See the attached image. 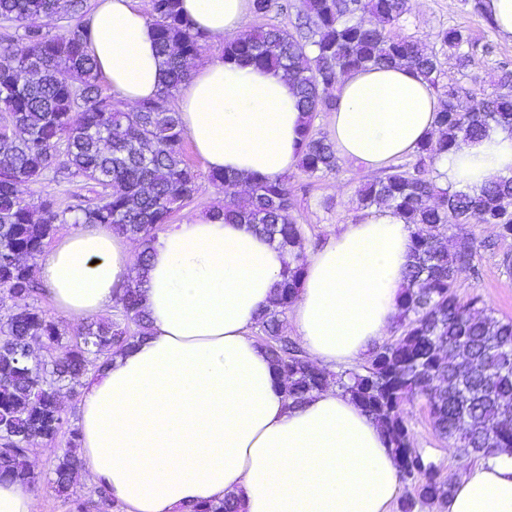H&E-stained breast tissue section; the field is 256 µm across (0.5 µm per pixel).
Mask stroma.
Segmentation results:
<instances>
[{
	"instance_id": "obj_1",
	"label": "stroma",
	"mask_w": 512,
	"mask_h": 512,
	"mask_svg": "<svg viewBox=\"0 0 512 512\" xmlns=\"http://www.w3.org/2000/svg\"><path fill=\"white\" fill-rule=\"evenodd\" d=\"M475 3L476 0H408L407 20L400 29L402 35L417 39L430 48L434 47V35L439 30L458 28L469 34L474 49L466 69H458L451 52L441 51L439 60L444 73L456 76L463 87L473 91L489 88V76L497 68L512 69V41L500 37L486 12L476 9ZM183 154L197 176V191L176 212L173 221L177 224L207 216L209 211L223 206L226 200L221 187L212 182L210 171L191 140H184ZM371 178V173L364 167L345 159L340 160L333 174L311 176L299 167L288 173V184L295 200L293 215L304 229V252L323 247L341 225L357 222L363 217L364 212L356 203V191L361 183ZM96 196L95 187L82 178H64L52 169L24 193L27 203L35 204L48 197L61 211ZM456 231L484 244L472 267L457 277L458 297L464 299L473 291H480L497 317L512 318V268H504L501 263L503 254H512V239H497L494 228L485 224H464L457 226ZM403 412L415 448L437 466L441 480L455 477L467 456L453 442L436 434L425 401L408 400L403 404ZM66 441V435L62 434L55 441H42L33 446L30 461L35 472L43 478L41 488L35 494L36 512L70 510L68 503L45 481L56 453Z\"/></svg>"
}]
</instances>
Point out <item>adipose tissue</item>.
Segmentation results:
<instances>
[{
  "instance_id": "ef3b65f1",
  "label": "adipose tissue",
  "mask_w": 512,
  "mask_h": 512,
  "mask_svg": "<svg viewBox=\"0 0 512 512\" xmlns=\"http://www.w3.org/2000/svg\"><path fill=\"white\" fill-rule=\"evenodd\" d=\"M251 0H182L190 23L236 38ZM90 48L129 102L166 82L155 32L136 0H96ZM440 103L401 66L344 76L330 138L338 155L379 170L437 135ZM180 112L214 172L275 180L300 159L305 115L272 71L213 60L181 87ZM443 182L479 189L512 175V135L491 131L440 161ZM288 253L244 224L208 217L158 234L145 269L110 226L80 227L38 262L62 315L83 322L111 310L117 290L139 285L149 332L83 379L82 471L124 512H193L226 494L244 512H390L400 475L375 420L330 386L290 407L264 348L251 336L271 305ZM412 261L408 224L391 207L344 225L311 255L288 309L311 361L336 369L367 355L398 315ZM445 512H512V449L466 467Z\"/></svg>"
}]
</instances>
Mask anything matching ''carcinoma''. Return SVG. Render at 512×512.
I'll list each match as a JSON object with an SVG mask.
<instances>
[{
    "instance_id": "1",
    "label": "carcinoma",
    "mask_w": 512,
    "mask_h": 512,
    "mask_svg": "<svg viewBox=\"0 0 512 512\" xmlns=\"http://www.w3.org/2000/svg\"><path fill=\"white\" fill-rule=\"evenodd\" d=\"M180 2L152 0L151 22L167 81L155 98L124 110L102 94L101 71L88 47L86 0H0L4 21L67 22L55 35L39 26L26 29L18 43L7 47L10 62L0 63V112L14 129L0 140V287L14 300L0 326V481L38 489L30 445L56 439L68 424L56 384L81 380L103 366L112 349L147 330L139 289L129 286L117 298L123 321L85 322L68 331L34 306L42 288L33 268L56 225L64 223L108 224L112 232L139 241L137 266L142 268L158 232L195 195L196 174L183 157L180 113L169 99L190 77L188 60L199 55L203 33L184 20ZM406 12L407 0H301L298 16L315 23L312 36L254 28L225 42L224 58L280 72L291 83L306 114L300 154L311 175L338 167L330 138L314 134L312 121L315 113L332 110L329 90L343 75L399 65L442 89L439 138L417 147L412 167L392 166L357 191L362 207H393L411 227L413 262L398 305L400 335L375 346L361 369L336 376L342 393L387 433L400 479L414 483V493L400 501V512H419L447 498L451 487L413 447L404 401L425 398L435 431L467 455L486 459L500 448H512L507 417L512 412V319L488 312L477 291L459 299L457 274L472 265L479 245L451 232L454 224L475 222L512 239V176L464 191L439 187L425 166L493 130L512 134V71L496 75L494 91L472 92L460 100L458 81L444 76L437 53L393 32ZM364 14L375 22L365 23ZM436 41L457 54L461 64L469 62L464 52L469 41L460 30L443 29ZM66 71L78 74L79 85L63 77ZM60 156L63 168L101 188L98 202L72 206L66 213L48 198L36 210L25 202L24 189ZM211 179L228 196L224 207L210 212L214 219L246 224L288 251L275 301L259 314L256 339L281 378L288 404L299 406L328 386L330 374L283 332L281 315L296 298L306 270L292 190L283 178L249 183L213 173ZM37 339L52 350L41 364L30 360V345ZM79 441L80 429L69 428L67 448L50 469L48 482L61 495H69L81 469ZM95 494L94 499H72L71 512H120L121 504L106 486L98 485ZM193 512H240V503L226 494Z\"/></svg>"
}]
</instances>
